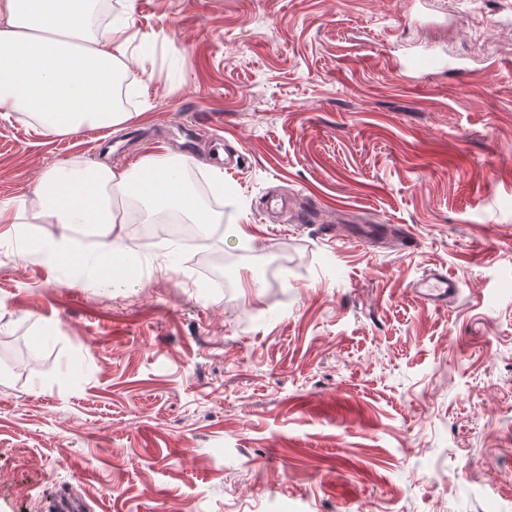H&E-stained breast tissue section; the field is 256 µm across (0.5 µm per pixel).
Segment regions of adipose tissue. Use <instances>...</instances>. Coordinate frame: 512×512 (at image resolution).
<instances>
[{
	"instance_id": "adipose-tissue-1",
	"label": "adipose tissue",
	"mask_w": 512,
	"mask_h": 512,
	"mask_svg": "<svg viewBox=\"0 0 512 512\" xmlns=\"http://www.w3.org/2000/svg\"><path fill=\"white\" fill-rule=\"evenodd\" d=\"M88 0H0V116L22 114L46 134L112 129L133 120L118 101L135 37L126 5L93 34ZM185 163L172 156L143 157L134 169L70 163L38 177L31 199H0V224H56L57 237L36 241L32 252L52 264L94 263L97 278L123 279L126 249L116 225L126 223L115 200H133L147 215L167 210L195 224L216 223L183 178ZM98 239L94 258L77 248L74 233Z\"/></svg>"
}]
</instances>
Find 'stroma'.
Returning a JSON list of instances; mask_svg holds the SVG:
<instances>
[{
  "instance_id": "1",
  "label": "stroma",
  "mask_w": 512,
  "mask_h": 512,
  "mask_svg": "<svg viewBox=\"0 0 512 512\" xmlns=\"http://www.w3.org/2000/svg\"><path fill=\"white\" fill-rule=\"evenodd\" d=\"M131 21L135 119L0 116V199L166 153L223 174V223L129 248L117 287L29 256L58 225L0 236V512H512V0H132ZM427 44L459 71L404 68ZM437 268L445 309L411 289Z\"/></svg>"
}]
</instances>
